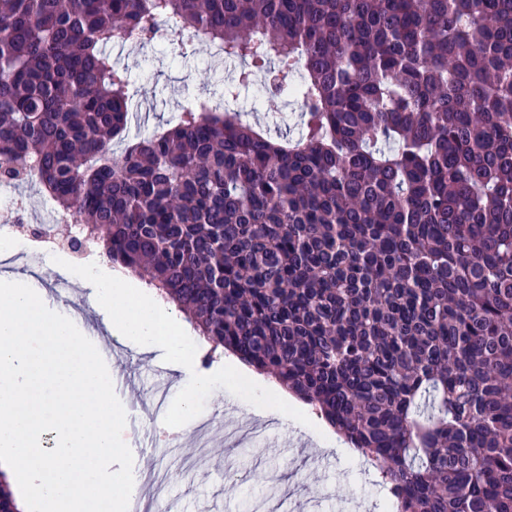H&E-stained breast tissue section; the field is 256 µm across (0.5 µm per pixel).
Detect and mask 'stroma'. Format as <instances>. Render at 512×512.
Here are the masks:
<instances>
[{"label":"stroma","mask_w":512,"mask_h":512,"mask_svg":"<svg viewBox=\"0 0 512 512\" xmlns=\"http://www.w3.org/2000/svg\"><path fill=\"white\" fill-rule=\"evenodd\" d=\"M117 55L134 76V102L148 115L146 122L131 124V140L174 124L180 108L205 91L212 69L204 45L161 62L150 46L127 47ZM247 119L275 134L297 130L296 112L278 98L263 99ZM14 222V213L0 206V281L31 280L49 299L57 281L67 282L70 306L90 311L97 323L93 343L109 345L127 374L129 384L118 398L123 407H134L147 426L142 433L129 426L123 432L134 457V478L141 483L139 503L154 502L151 475L176 453L199 463L175 470L166 491L172 512H255L260 504L267 512H390L373 474L313 411H296L278 394L262 392L222 358L207 370L209 386L191 387L188 375L175 372L165 358L142 353L134 341L113 333L108 315L93 310L76 276L100 264V257L78 259L10 237ZM157 366L168 383L163 395L156 390ZM186 396L192 408L184 414L180 407Z\"/></svg>","instance_id":"obj_1"}]
</instances>
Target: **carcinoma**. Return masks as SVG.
<instances>
[{
	"instance_id": "carcinoma-1",
	"label": "carcinoma",
	"mask_w": 512,
	"mask_h": 512,
	"mask_svg": "<svg viewBox=\"0 0 512 512\" xmlns=\"http://www.w3.org/2000/svg\"><path fill=\"white\" fill-rule=\"evenodd\" d=\"M232 67L133 118L115 48ZM298 135L244 120L258 77ZM212 349L273 375L395 512H512V0H0V168Z\"/></svg>"
}]
</instances>
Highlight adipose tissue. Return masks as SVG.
<instances>
[{
    "mask_svg": "<svg viewBox=\"0 0 512 512\" xmlns=\"http://www.w3.org/2000/svg\"><path fill=\"white\" fill-rule=\"evenodd\" d=\"M78 284L90 289L92 297L105 308L118 310L117 324L123 335L143 342L147 351L166 352L175 370L190 371L198 352L196 343L183 334L170 333L174 319L165 303L151 294L133 295L129 280L100 268L83 270Z\"/></svg>",
    "mask_w": 512,
    "mask_h": 512,
    "instance_id": "1",
    "label": "adipose tissue"
}]
</instances>
